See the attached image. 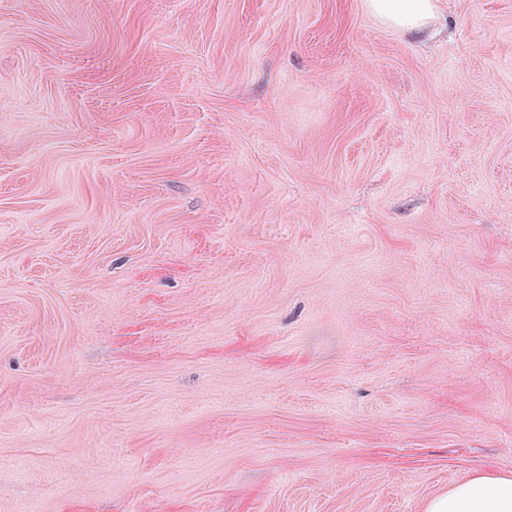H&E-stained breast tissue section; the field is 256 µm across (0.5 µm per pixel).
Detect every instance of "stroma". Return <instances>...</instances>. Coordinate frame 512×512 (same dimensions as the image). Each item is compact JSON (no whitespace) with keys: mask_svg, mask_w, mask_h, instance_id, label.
<instances>
[{"mask_svg":"<svg viewBox=\"0 0 512 512\" xmlns=\"http://www.w3.org/2000/svg\"><path fill=\"white\" fill-rule=\"evenodd\" d=\"M0 0V512H425L512 475V0ZM371 12L401 31L425 29L433 19L434 0H368Z\"/></svg>","mask_w":512,"mask_h":512,"instance_id":"obj_1","label":"stroma"}]
</instances>
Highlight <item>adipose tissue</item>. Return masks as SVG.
I'll list each match as a JSON object with an SVG mask.
<instances>
[{
	"label": "adipose tissue",
	"mask_w": 512,
	"mask_h": 512,
	"mask_svg": "<svg viewBox=\"0 0 512 512\" xmlns=\"http://www.w3.org/2000/svg\"><path fill=\"white\" fill-rule=\"evenodd\" d=\"M371 12L402 31L425 29L435 0H368ZM425 512H512V476L479 473L432 498Z\"/></svg>",
	"instance_id": "ef3b65f1"
}]
</instances>
